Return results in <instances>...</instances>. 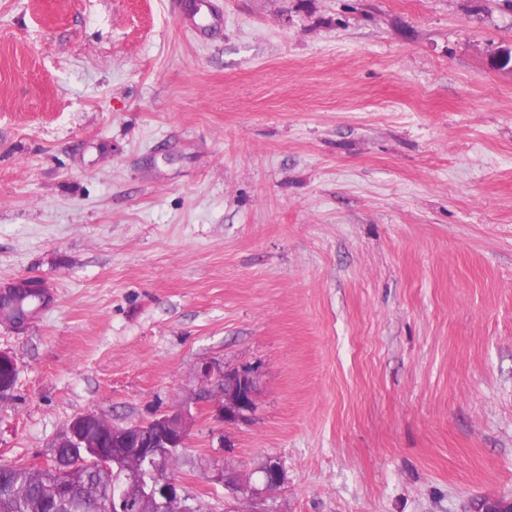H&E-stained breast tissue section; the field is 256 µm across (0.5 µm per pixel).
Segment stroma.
<instances>
[{"label":"stroma","instance_id":"1","mask_svg":"<svg viewBox=\"0 0 512 512\" xmlns=\"http://www.w3.org/2000/svg\"><path fill=\"white\" fill-rule=\"evenodd\" d=\"M0 0V461L185 404L172 476L263 512L512 502L507 0ZM257 372L220 421L199 368ZM47 288L41 281L32 277L11 278L0 282V319L22 328L31 319L35 310L41 307L47 298ZM18 297H25L29 303L26 312H16L15 302ZM34 305V306H33ZM33 306V307H32ZM32 307V308H31Z\"/></svg>","mask_w":512,"mask_h":512}]
</instances>
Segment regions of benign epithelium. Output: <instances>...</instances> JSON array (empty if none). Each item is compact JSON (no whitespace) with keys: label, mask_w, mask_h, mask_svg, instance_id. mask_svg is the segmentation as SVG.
I'll return each instance as SVG.
<instances>
[{"label":"benign epithelium","mask_w":512,"mask_h":512,"mask_svg":"<svg viewBox=\"0 0 512 512\" xmlns=\"http://www.w3.org/2000/svg\"><path fill=\"white\" fill-rule=\"evenodd\" d=\"M47 298L45 285L32 277L11 278L0 282V320L21 328L31 319L35 310ZM202 377L220 390L222 402L217 405L218 417L227 424L246 420L256 405L255 372L251 368L237 370H216L211 366L200 369ZM192 416L188 409L176 406L167 412L148 419L131 422L123 426L115 425L93 411L80 413L71 418L56 436L54 448H86L92 454L91 461L100 466L112 468L115 450L102 447V440L87 431L94 425L107 435L112 433L123 437L126 432L143 437L138 446L140 456L155 458V449L168 448L181 451L186 448L192 428ZM55 486L64 495L75 491L74 479L68 469L53 470ZM264 487H280L285 480L279 463L268 461L262 468ZM145 498L156 507L164 509L188 499L181 485L165 475H154L143 489Z\"/></svg>","instance_id":"7a95c632"}]
</instances>
